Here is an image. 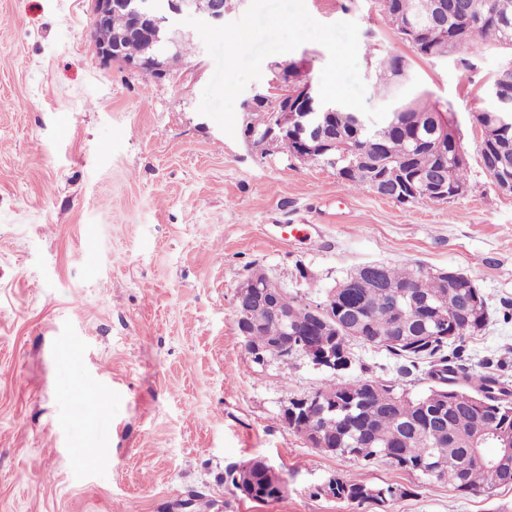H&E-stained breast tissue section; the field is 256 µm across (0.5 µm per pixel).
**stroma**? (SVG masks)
<instances>
[{
    "mask_svg": "<svg viewBox=\"0 0 512 512\" xmlns=\"http://www.w3.org/2000/svg\"><path fill=\"white\" fill-rule=\"evenodd\" d=\"M354 21L360 38L405 57L400 93L449 106L472 192L402 205L349 190L335 168L300 162L198 113L215 62L203 41L158 80L104 64L91 0H0V512H493L512 487L462 496L447 483L324 453L282 423L290 399L325 386L305 360L254 361L234 316L254 272L306 304L370 263L455 269L488 321L462 363L512 383V194L480 163L475 114L512 54L416 57L374 0H305ZM309 238L290 236L293 226ZM345 381L418 396L427 362L352 345ZM265 459L279 500L242 498L228 464ZM336 474L394 484L387 508L314 494Z\"/></svg>",
    "mask_w": 512,
    "mask_h": 512,
    "instance_id": "35a3bbf8",
    "label": "stroma"
}]
</instances>
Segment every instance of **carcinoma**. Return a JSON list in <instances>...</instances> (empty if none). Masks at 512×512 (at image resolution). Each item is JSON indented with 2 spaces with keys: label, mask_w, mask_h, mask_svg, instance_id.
I'll use <instances>...</instances> for the list:
<instances>
[{
  "label": "carcinoma",
  "mask_w": 512,
  "mask_h": 512,
  "mask_svg": "<svg viewBox=\"0 0 512 512\" xmlns=\"http://www.w3.org/2000/svg\"><path fill=\"white\" fill-rule=\"evenodd\" d=\"M427 0H392L390 23L399 32L426 14ZM497 18L489 20L467 36L468 13L481 6V0H448V14L433 22L423 23L420 44H412V52L421 58L448 56V42L454 36L467 37L465 48H473L476 41L483 45L502 46L512 50V0H495ZM131 23L126 14L112 16V30L98 29L95 36L101 40L111 38V31H121ZM366 59L375 65L378 89L388 93L397 76V60L393 55L382 56L372 43L366 44ZM416 112L410 119L398 118L394 124L376 130L377 143L364 146L356 138L353 126L354 111L343 108L336 114L329 133L346 138L352 148L346 158H338L336 173L354 191L371 189V180L383 177L396 164L408 163L414 171H441L448 185L461 197L471 190L469 168L459 167L443 159L432 134L429 118L436 116L448 126V140L460 139L450 109L430 102L425 94L414 98ZM414 284L413 292L437 302L447 316L441 329L442 335L432 340L418 339L410 344H393L390 337L398 335L397 315L393 309V295L398 287ZM470 277L456 271V276L443 278L413 265L392 266L381 264L377 273L365 274L355 279L347 276L336 284V330L329 332L336 350L351 355V344L361 341L400 356L414 363L427 359L430 363L428 392L420 397H410L399 392L396 386L372 383L364 378L352 384L361 391L349 392L350 383L339 378V372H329L330 378L309 401L294 398L288 401L292 411L278 414L280 421H288V428L309 442L318 441L322 451L347 455L371 462L384 458L392 466L429 480L446 482L462 495H480L497 487H512V468L492 472L468 459L466 438L477 420L488 417L501 436L512 439V386L502 381L493 371L470 373L457 365L467 339L480 333L486 326L485 298L479 299V309L472 317L473 324H464L456 318L454 310L473 289L467 287ZM288 310L303 335L294 341L295 349L285 350L284 344L274 339L278 330L272 310L253 308L250 320L237 321L242 336L248 344L264 350L267 358L289 365L300 358L308 343L309 329L314 318L306 305L286 299ZM356 325L357 335L344 330L340 323ZM454 346L451 355L445 348ZM457 394L480 398L478 407L453 410L447 407L450 398ZM330 403L336 411L327 413L320 420L314 419L316 402ZM445 409L447 425L430 426L425 414ZM279 476L272 465L260 458L242 463H232L225 468L224 482L232 485L241 495L258 502L277 499L280 490ZM318 496L348 503L374 501L384 507L408 490L397 487L371 486L357 475L332 476L315 489Z\"/></svg>",
  "instance_id": "1"
}]
</instances>
